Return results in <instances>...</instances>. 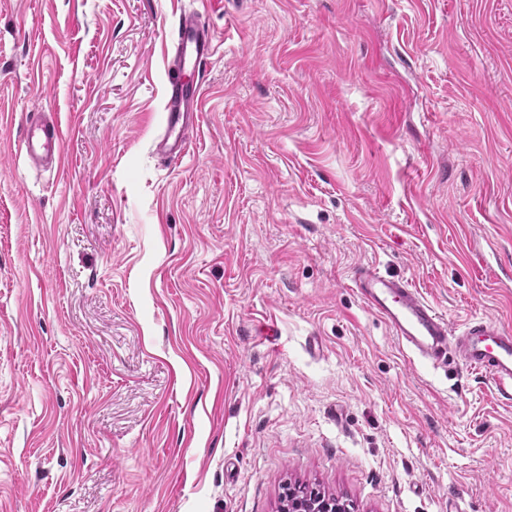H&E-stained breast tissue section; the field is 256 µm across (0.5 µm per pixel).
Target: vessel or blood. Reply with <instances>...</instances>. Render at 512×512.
Segmentation results:
<instances>
[{
    "mask_svg": "<svg viewBox=\"0 0 512 512\" xmlns=\"http://www.w3.org/2000/svg\"><path fill=\"white\" fill-rule=\"evenodd\" d=\"M170 39L175 53L166 80V127L154 149L167 160L179 161L190 150L188 131L199 119L204 69L214 47L212 34L195 15L180 18ZM65 139L61 123L43 116L25 126L21 150L31 165L55 169ZM354 285L364 306L384 321L402 350L436 366L456 361L488 375L500 396L512 401V330L475 318L454 332L446 316L408 279L372 266L356 271Z\"/></svg>",
    "mask_w": 512,
    "mask_h": 512,
    "instance_id": "vessel-or-blood-1",
    "label": "vessel or blood"
}]
</instances>
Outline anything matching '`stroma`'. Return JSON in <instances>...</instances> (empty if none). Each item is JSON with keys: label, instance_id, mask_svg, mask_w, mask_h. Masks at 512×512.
Returning <instances> with one entry per match:
<instances>
[{"label": "stroma", "instance_id": "stroma-1", "mask_svg": "<svg viewBox=\"0 0 512 512\" xmlns=\"http://www.w3.org/2000/svg\"><path fill=\"white\" fill-rule=\"evenodd\" d=\"M366 265L512 328V0H0V512H512V404L409 359ZM170 39L175 53L166 80V127L154 149L166 160L181 161L191 146L188 131L198 125L204 69L214 47L212 34L196 15L180 18ZM65 139L66 133L61 123L49 114L24 127L21 150L31 165L57 169ZM292 491L294 498L291 500L288 512H316L313 505L320 503V498L325 499L324 494L308 485L295 486Z\"/></svg>", "mask_w": 512, "mask_h": 512}]
</instances>
